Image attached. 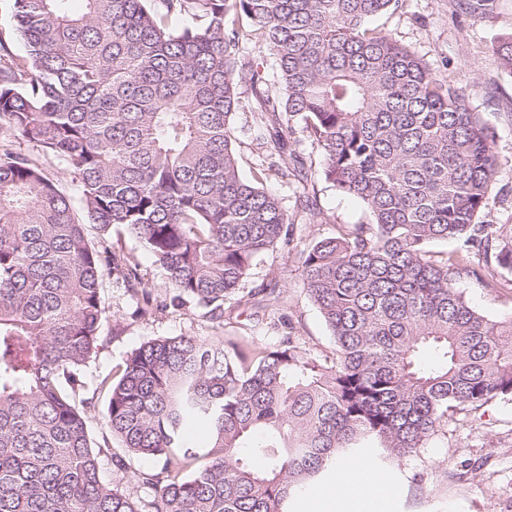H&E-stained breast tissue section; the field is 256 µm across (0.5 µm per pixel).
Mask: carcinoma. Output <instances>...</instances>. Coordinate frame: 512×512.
<instances>
[{"instance_id": "carcinoma-1", "label": "carcinoma", "mask_w": 512, "mask_h": 512, "mask_svg": "<svg viewBox=\"0 0 512 512\" xmlns=\"http://www.w3.org/2000/svg\"><path fill=\"white\" fill-rule=\"evenodd\" d=\"M13 0L22 54H0V130L70 162L84 220L40 160L0 143V512H288L361 443L409 457L463 411L512 397V319L456 288L512 289V226L485 224L495 134L463 88L367 26L403 0ZM174 16L195 20L180 30ZM259 39L278 80L244 54ZM269 134L241 177L232 117ZM300 127L320 169L282 157ZM296 184V210L265 190ZM364 203L371 223L317 241L304 288L335 344L325 362L295 336L163 337L93 393L125 452L156 459L128 494L87 428L86 369L105 339L104 281L135 317L192 303L224 321L254 261L322 222L316 180ZM98 230L91 239L87 225ZM125 228L169 284L154 298ZM453 239L435 260L427 246ZM261 438L265 465L239 456Z\"/></svg>"}]
</instances>
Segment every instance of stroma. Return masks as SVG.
Returning <instances> with one entry per match:
<instances>
[{
	"instance_id": "stroma-1",
	"label": "stroma",
	"mask_w": 512,
	"mask_h": 512,
	"mask_svg": "<svg viewBox=\"0 0 512 512\" xmlns=\"http://www.w3.org/2000/svg\"><path fill=\"white\" fill-rule=\"evenodd\" d=\"M466 2L404 0L402 8L372 19L370 26L410 47L439 76L466 87L472 105L496 134L499 158L492 199L481 220L512 225V73L494 52L498 41L512 34V0H495L485 18L471 15ZM233 123L239 169L249 179L263 152V132L242 113ZM315 192L313 203L322 223L296 221L289 228L288 246L257 258L249 278L225 299L223 325L212 324L191 305L137 319L135 303L124 289L104 288L107 339L87 370L88 383L96 384L141 344L181 334L250 336L273 343L291 330L306 352L321 359L331 355L330 331L302 284L300 255L350 225L370 223L371 217L360 200L324 182L316 183ZM265 285L280 293L281 302L262 293ZM458 287L489 319L512 317V292L485 287L473 277L461 279ZM273 316L280 320L275 328L269 324ZM377 470L394 479L396 491L377 504L376 512H502L504 500L512 499V398L456 414L417 455L378 464Z\"/></svg>"
}]
</instances>
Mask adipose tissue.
I'll list each match as a JSON object with an SVG mask.
<instances>
[{"label":"adipose tissue","instance_id":"adipose-tissue-1","mask_svg":"<svg viewBox=\"0 0 512 512\" xmlns=\"http://www.w3.org/2000/svg\"><path fill=\"white\" fill-rule=\"evenodd\" d=\"M394 494L393 482L365 459L337 463L331 488L313 495L311 512H374L376 502Z\"/></svg>","mask_w":512,"mask_h":512}]
</instances>
